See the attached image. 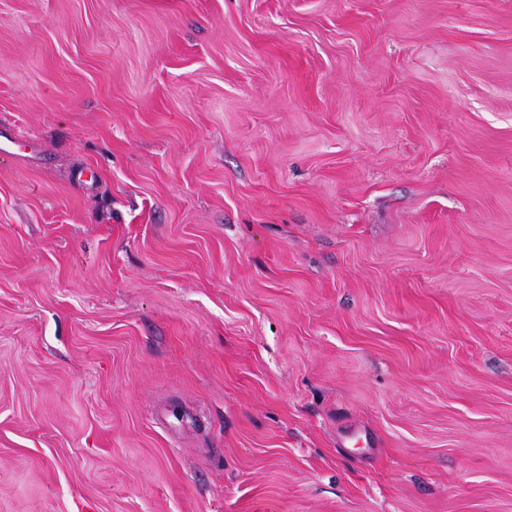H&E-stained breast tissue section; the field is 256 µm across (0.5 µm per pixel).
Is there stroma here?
<instances>
[{
	"instance_id": "1",
	"label": "stroma",
	"mask_w": 512,
	"mask_h": 512,
	"mask_svg": "<svg viewBox=\"0 0 512 512\" xmlns=\"http://www.w3.org/2000/svg\"><path fill=\"white\" fill-rule=\"evenodd\" d=\"M0 512H512V0H0Z\"/></svg>"
}]
</instances>
